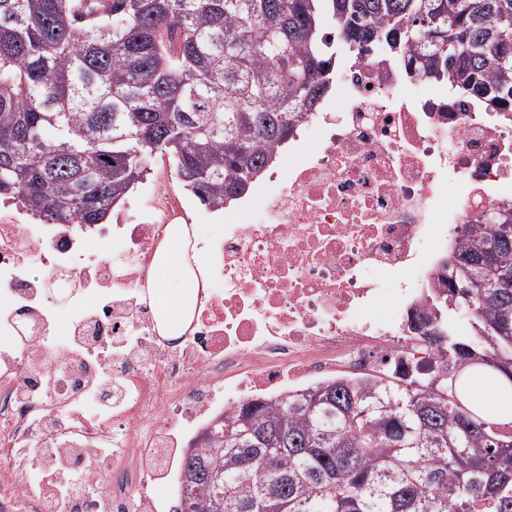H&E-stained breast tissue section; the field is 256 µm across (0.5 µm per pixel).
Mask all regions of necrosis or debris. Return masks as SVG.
<instances>
[{
	"label": "necrosis or debris",
	"mask_w": 512,
	"mask_h": 512,
	"mask_svg": "<svg viewBox=\"0 0 512 512\" xmlns=\"http://www.w3.org/2000/svg\"><path fill=\"white\" fill-rule=\"evenodd\" d=\"M330 75L345 96L296 128L295 163L207 233L161 175L112 224H30L0 201V498L24 512H134L135 498L181 512L172 458L214 416L435 361L410 313L428 312L463 225L512 218V121L378 46L332 59ZM174 224L203 262L168 336L149 281ZM113 241L121 255H104Z\"/></svg>",
	"instance_id": "1"
}]
</instances>
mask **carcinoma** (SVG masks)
Listing matches in <instances>:
<instances>
[{
	"label": "carcinoma",
	"instance_id": "1",
	"mask_svg": "<svg viewBox=\"0 0 512 512\" xmlns=\"http://www.w3.org/2000/svg\"><path fill=\"white\" fill-rule=\"evenodd\" d=\"M0 0V198L104 224L168 155L210 208L245 194L329 88L326 25L497 110L512 100V0ZM411 377L339 375L253 398L187 452L184 512H512V223L468 224ZM474 398L480 403L482 412L494 418H506L512 413V385L504 378H483L472 389Z\"/></svg>",
	"mask_w": 512,
	"mask_h": 512
}]
</instances>
